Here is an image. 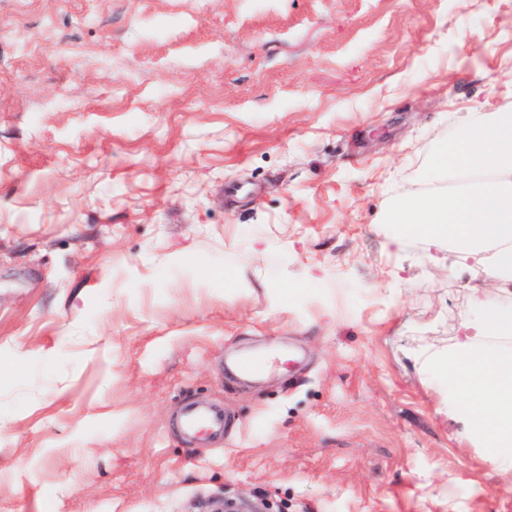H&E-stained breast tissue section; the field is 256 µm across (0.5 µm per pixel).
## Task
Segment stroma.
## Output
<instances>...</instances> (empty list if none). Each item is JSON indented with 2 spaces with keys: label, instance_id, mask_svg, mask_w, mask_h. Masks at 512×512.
Masks as SVG:
<instances>
[{
  "label": "stroma",
  "instance_id": "stroma-1",
  "mask_svg": "<svg viewBox=\"0 0 512 512\" xmlns=\"http://www.w3.org/2000/svg\"><path fill=\"white\" fill-rule=\"evenodd\" d=\"M477 104L512 0H0V512H512L419 360L470 274L383 222ZM180 428L185 435L191 437L202 433L223 437L224 412L190 403L181 414Z\"/></svg>",
  "mask_w": 512,
  "mask_h": 512
}]
</instances>
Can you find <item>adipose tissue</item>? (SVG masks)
Here are the masks:
<instances>
[{
    "label": "adipose tissue",
    "instance_id": "ef3b65f1",
    "mask_svg": "<svg viewBox=\"0 0 512 512\" xmlns=\"http://www.w3.org/2000/svg\"><path fill=\"white\" fill-rule=\"evenodd\" d=\"M458 133L435 151L421 182L444 181V193H414L384 221L396 250L421 243L431 262L448 248L474 273L460 334L439 361L448 369V406L482 446L512 469V309L492 305L490 290L512 288V113L467 112Z\"/></svg>",
    "mask_w": 512,
    "mask_h": 512
}]
</instances>
